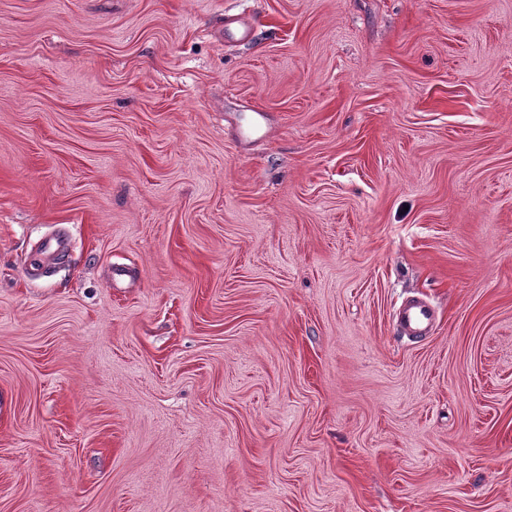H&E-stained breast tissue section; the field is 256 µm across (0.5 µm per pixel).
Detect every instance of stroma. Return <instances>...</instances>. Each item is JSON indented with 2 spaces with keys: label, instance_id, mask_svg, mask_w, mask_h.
I'll return each mask as SVG.
<instances>
[{
  "label": "stroma",
  "instance_id": "1",
  "mask_svg": "<svg viewBox=\"0 0 512 512\" xmlns=\"http://www.w3.org/2000/svg\"><path fill=\"white\" fill-rule=\"evenodd\" d=\"M0 512H512V0H0ZM397 318L406 332L414 336H423L433 327L434 313L427 303L411 301L399 309Z\"/></svg>",
  "mask_w": 512,
  "mask_h": 512
}]
</instances>
